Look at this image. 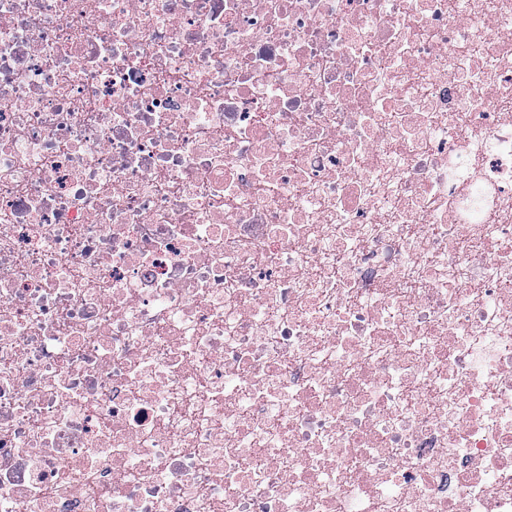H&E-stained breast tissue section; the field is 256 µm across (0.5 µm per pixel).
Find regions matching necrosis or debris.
I'll list each match as a JSON object with an SVG mask.
<instances>
[{
    "label": "necrosis or debris",
    "instance_id": "necrosis-or-debris-1",
    "mask_svg": "<svg viewBox=\"0 0 512 512\" xmlns=\"http://www.w3.org/2000/svg\"><path fill=\"white\" fill-rule=\"evenodd\" d=\"M0 512H512V0H0Z\"/></svg>",
    "mask_w": 512,
    "mask_h": 512
}]
</instances>
